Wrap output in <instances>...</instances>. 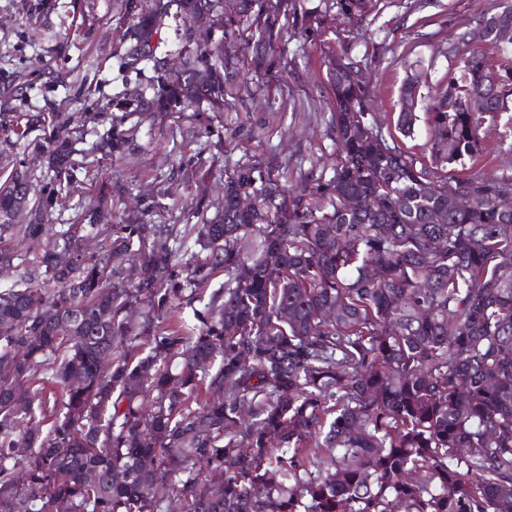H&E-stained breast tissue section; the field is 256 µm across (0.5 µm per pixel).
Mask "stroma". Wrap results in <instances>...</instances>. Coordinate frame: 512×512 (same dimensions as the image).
<instances>
[{"mask_svg":"<svg viewBox=\"0 0 512 512\" xmlns=\"http://www.w3.org/2000/svg\"><path fill=\"white\" fill-rule=\"evenodd\" d=\"M153 0H0V175L20 168L38 184L53 174L38 159L34 141L49 136L55 114L85 117L74 154L80 168L52 211L67 224L78 205L108 192L104 221L124 224L141 214L148 224H194L215 216L224 198L225 169L258 161L296 185L308 174L330 175L336 163L331 127L332 56L362 59L372 93L371 112L388 143L432 164L423 115L445 84L454 61L449 42L473 26L498 0H379L375 11L353 20L330 11L331 0H297L298 10L319 9L327 19L313 37L289 26L285 43L262 80L247 69L252 42L228 40L223 26L213 44L239 59L241 70L224 95V109L207 105L182 112L111 110L112 100L152 96L159 72L143 62L130 67L134 10ZM416 86L418 120L403 136L396 119L405 84ZM40 124H31L33 116ZM124 135L123 153L105 156L103 135ZM480 151L456 175L512 174V111L485 116Z\"/></svg>","mask_w":512,"mask_h":512,"instance_id":"obj_1","label":"stroma"}]
</instances>
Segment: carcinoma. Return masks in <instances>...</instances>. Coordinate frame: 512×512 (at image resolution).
Masks as SVG:
<instances>
[{"label":"carcinoma","instance_id":"cac0c4a2","mask_svg":"<svg viewBox=\"0 0 512 512\" xmlns=\"http://www.w3.org/2000/svg\"><path fill=\"white\" fill-rule=\"evenodd\" d=\"M376 2L332 7L363 18ZM219 3L224 38L253 29L266 73L283 0H155L132 25L143 60L156 61L171 6L190 21ZM475 21L512 75V43L498 42L512 0ZM468 43L448 47L458 70L426 106L446 167L478 152L471 101L485 114L512 103V79L494 82ZM180 48L182 74L145 105L223 110L237 63L190 28ZM202 51L216 64L198 68ZM362 65L328 66L329 177L290 191L259 162L228 169L220 213L183 232L117 224L88 253L103 199L53 231L52 195L74 172L65 135L41 146L48 193L27 170L0 182V215L25 196L32 208L24 224L0 221V265L28 267L0 288V512H167L173 497L183 512H512V175L417 167L371 120ZM124 146L108 135L96 149ZM242 196L256 206L239 209ZM139 265L154 277L134 280Z\"/></svg>","mask_w":512,"mask_h":512}]
</instances>
